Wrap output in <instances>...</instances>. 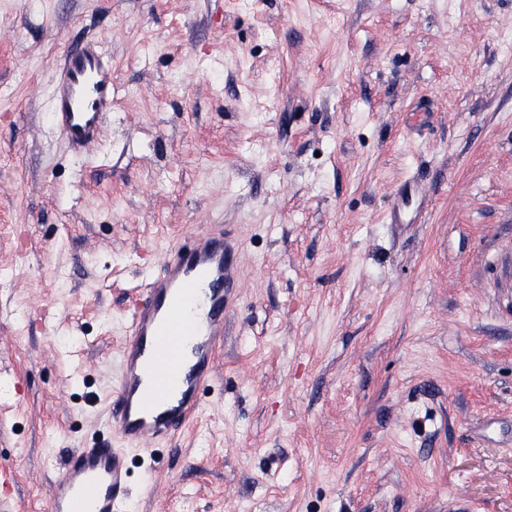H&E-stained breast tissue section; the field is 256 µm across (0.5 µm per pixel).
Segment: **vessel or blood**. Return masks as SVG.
<instances>
[{
  "label": "vessel or blood",
  "mask_w": 512,
  "mask_h": 512,
  "mask_svg": "<svg viewBox=\"0 0 512 512\" xmlns=\"http://www.w3.org/2000/svg\"><path fill=\"white\" fill-rule=\"evenodd\" d=\"M114 93L112 66L98 43L67 49L52 117L73 149L98 138ZM425 201L421 184L406 183L394 199L391 223L417 215ZM237 252L223 233L197 230L178 243L162 275L142 288L110 412L123 445L89 448L69 458L55 479L47 512H125L127 450L160 443L199 411L200 392L224 344V313L242 286Z\"/></svg>",
  "instance_id": "b4317fda"
}]
</instances>
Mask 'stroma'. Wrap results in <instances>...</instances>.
Here are the masks:
<instances>
[{"label":"stroma","instance_id":"stroma-1","mask_svg":"<svg viewBox=\"0 0 512 512\" xmlns=\"http://www.w3.org/2000/svg\"><path fill=\"white\" fill-rule=\"evenodd\" d=\"M87 41L118 100L77 153ZM204 226L244 286L129 512H512V0H0V512L117 447L135 290ZM114 93L112 65L97 42L67 49L52 117L73 149L80 150L98 138L103 116L112 112ZM426 201L423 185L411 180L406 183L402 192L395 197L390 211V222L394 224H410L416 215L422 210ZM410 215V221L404 222V217Z\"/></svg>","mask_w":512,"mask_h":512}]
</instances>
